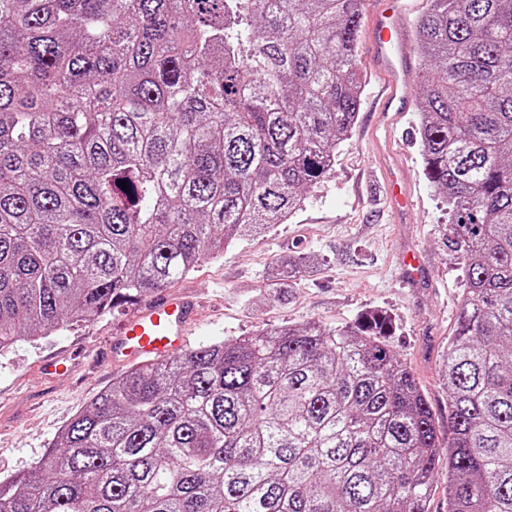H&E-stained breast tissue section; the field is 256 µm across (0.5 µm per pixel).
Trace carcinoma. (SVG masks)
I'll return each mask as SVG.
<instances>
[{
  "label": "carcinoma",
  "mask_w": 512,
  "mask_h": 512,
  "mask_svg": "<svg viewBox=\"0 0 512 512\" xmlns=\"http://www.w3.org/2000/svg\"><path fill=\"white\" fill-rule=\"evenodd\" d=\"M360 2L0 0V351L288 220L358 117ZM414 36L463 271L448 441L384 315L284 324L124 371L0 512H428L441 447L448 512H512V0H429Z\"/></svg>",
  "instance_id": "1"
}]
</instances>
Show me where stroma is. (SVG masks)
<instances>
[{"instance_id": "stroma-1", "label": "stroma", "mask_w": 512, "mask_h": 512, "mask_svg": "<svg viewBox=\"0 0 512 512\" xmlns=\"http://www.w3.org/2000/svg\"><path fill=\"white\" fill-rule=\"evenodd\" d=\"M368 38L360 36L358 57L365 78L361 107L349 137L336 148L331 175L306 192L300 209L270 232L235 243L223 256L202 261L171 291L195 299L198 318L189 327L188 347L195 348L284 324L314 321L335 328L378 311L388 316L389 341L410 368L429 400L440 440L448 438V399L442 353L448 346L462 291L461 271L442 243L447 205L423 174L421 147L411 133L418 102L395 113L388 129L376 130L385 80L370 64ZM403 162L418 200L412 218L393 223L377 174L384 155ZM357 250L356 261L336 255ZM414 251L428 278L418 288L405 283L399 257ZM303 252L317 256L303 273L290 300L267 289L275 261ZM137 301L107 311L90 322L36 341H19L0 353V481L37 461L68 421L124 367L106 352L121 321ZM65 359L69 371L48 376L43 359Z\"/></svg>"}]
</instances>
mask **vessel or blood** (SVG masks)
<instances>
[{
    "label": "vessel or blood",
    "instance_id": "1",
    "mask_svg": "<svg viewBox=\"0 0 512 512\" xmlns=\"http://www.w3.org/2000/svg\"><path fill=\"white\" fill-rule=\"evenodd\" d=\"M407 8L408 0H369L370 60L388 86L387 107L378 116L382 123L390 113L406 109L410 100L412 58L403 24ZM383 168L391 212L397 222H404L412 205L407 174L394 160L385 162ZM197 314L195 301L187 296L171 295L149 302L125 320L110 344L109 354L127 362L174 356L182 351L186 330Z\"/></svg>",
    "mask_w": 512,
    "mask_h": 512
}]
</instances>
